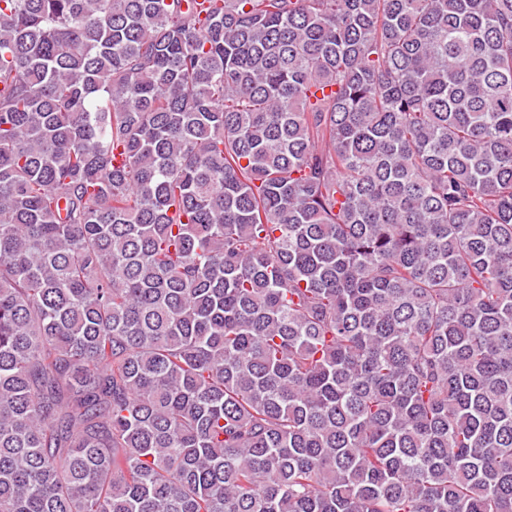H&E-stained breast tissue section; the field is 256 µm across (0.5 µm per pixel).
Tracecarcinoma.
<instances>
[{
  "instance_id": "cac0c4a2",
  "label": "carcinoma",
  "mask_w": 512,
  "mask_h": 512,
  "mask_svg": "<svg viewBox=\"0 0 512 512\" xmlns=\"http://www.w3.org/2000/svg\"><path fill=\"white\" fill-rule=\"evenodd\" d=\"M0 512H512V0H0Z\"/></svg>"
}]
</instances>
